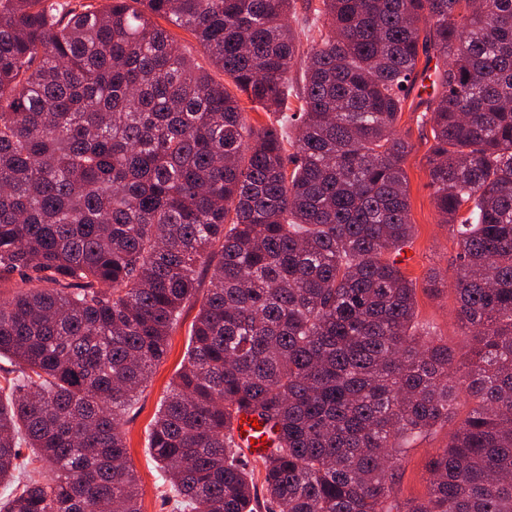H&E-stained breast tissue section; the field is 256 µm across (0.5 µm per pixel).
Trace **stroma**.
Returning <instances> with one entry per match:
<instances>
[{
  "label": "stroma",
  "mask_w": 512,
  "mask_h": 512,
  "mask_svg": "<svg viewBox=\"0 0 512 512\" xmlns=\"http://www.w3.org/2000/svg\"><path fill=\"white\" fill-rule=\"evenodd\" d=\"M422 108L417 98H409L396 124L399 135L411 151L404 166L408 178L411 222L415 236L408 252L400 253L403 273L416 288V320L430 327L438 338L458 349H467L470 339L465 336L456 319V294L453 287L433 293L425 282L432 270L453 277L451 267L458 252L450 225L444 224L428 185L426 157L433 143L430 125L422 123ZM199 310L198 305L186 306L182 318L169 338L168 353L157 365L137 403L125 417L124 432L128 457L141 488V512H173V503L161 494L160 471L148 448L150 425L158 412L169 385L186 355L190 326ZM448 428L438 429L418 441L402 462L400 477L395 485L398 502L425 497L428 487V463L448 442Z\"/></svg>",
  "instance_id": "1"
}]
</instances>
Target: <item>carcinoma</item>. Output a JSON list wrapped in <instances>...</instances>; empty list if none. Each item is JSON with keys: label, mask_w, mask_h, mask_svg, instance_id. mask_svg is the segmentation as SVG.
<instances>
[{"label": "carcinoma", "mask_w": 512, "mask_h": 512, "mask_svg": "<svg viewBox=\"0 0 512 512\" xmlns=\"http://www.w3.org/2000/svg\"><path fill=\"white\" fill-rule=\"evenodd\" d=\"M295 4L0 0V483L25 474L0 512H140L124 417L198 299L149 431L176 512H256L241 414L274 444L268 512H512V0H319L304 52ZM417 87L464 352L417 326L395 260ZM463 398L426 496L395 503ZM157 22L161 26L165 27L174 39L182 45L186 53L190 55L199 66L209 71L215 80L224 81L226 78L227 83V77H224V73L222 71H219L210 65L208 57L189 31L170 25L160 18L157 19ZM470 403L461 399L457 406V415L447 426L438 429L425 440L418 441L403 459L400 477L395 485V497L398 503L407 499L424 498L428 487V463L441 452L448 443V433L467 415Z\"/></svg>", "instance_id": "obj_1"}]
</instances>
